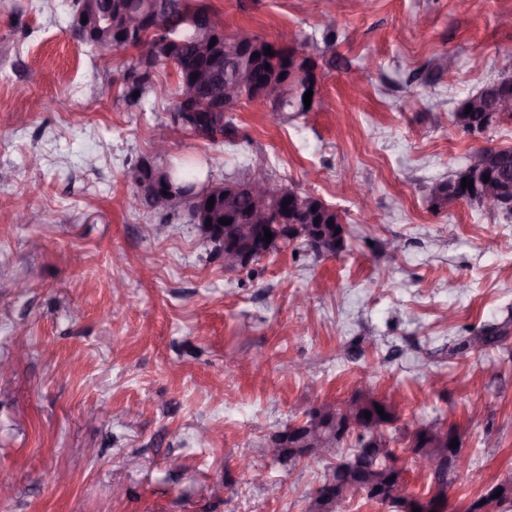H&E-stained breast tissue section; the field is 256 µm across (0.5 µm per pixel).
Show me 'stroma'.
Instances as JSON below:
<instances>
[{
  "label": "stroma",
  "mask_w": 512,
  "mask_h": 512,
  "mask_svg": "<svg viewBox=\"0 0 512 512\" xmlns=\"http://www.w3.org/2000/svg\"><path fill=\"white\" fill-rule=\"evenodd\" d=\"M203 2L324 78L306 112L242 103L230 142L172 129L170 160L217 182L266 167L341 214L345 248L292 242L233 272L194 225L130 211L126 172L170 121L175 70L130 111L114 76L135 49L74 39L73 0H0V512H302L329 462L272 461L266 436L361 385L398 426L455 428L467 465L447 512H464L512 480V217L429 190L478 146H512V121L477 139L453 123L502 75L512 0ZM493 323L499 341L452 353Z\"/></svg>",
  "instance_id": "obj_1"
}]
</instances>
